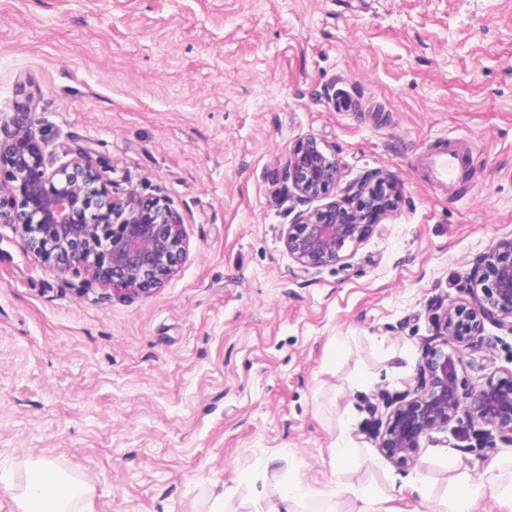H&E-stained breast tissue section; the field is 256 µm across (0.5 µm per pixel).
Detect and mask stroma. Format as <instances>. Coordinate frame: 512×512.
<instances>
[{
    "label": "stroma",
    "instance_id": "obj_1",
    "mask_svg": "<svg viewBox=\"0 0 512 512\" xmlns=\"http://www.w3.org/2000/svg\"><path fill=\"white\" fill-rule=\"evenodd\" d=\"M25 117L58 162L91 148L105 181L165 199L189 256L115 294L0 224V512L29 459L93 476L90 512H254L288 482L297 512H353L366 485L381 512H446L512 454L462 419L414 464L369 438L440 342L432 307L512 237V0H0V128ZM442 134L471 147L448 196L417 163ZM309 138L342 182L401 195L316 276L281 240ZM482 338L462 388L512 374V336Z\"/></svg>",
    "mask_w": 512,
    "mask_h": 512
}]
</instances>
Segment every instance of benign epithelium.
I'll return each mask as SVG.
<instances>
[{
  "label": "benign epithelium",
  "mask_w": 512,
  "mask_h": 512,
  "mask_svg": "<svg viewBox=\"0 0 512 512\" xmlns=\"http://www.w3.org/2000/svg\"><path fill=\"white\" fill-rule=\"evenodd\" d=\"M0 224H8L27 251L62 272L82 271L103 288L149 293L181 265L188 245L180 216L159 198L130 190L120 196L96 170L84 149L54 165L32 125L15 124L0 139ZM341 173L335 154L309 138L288 152L282 180L304 205L281 233L288 256L316 276L344 265L397 207L394 180L372 172L344 187L339 198L317 206L336 188ZM460 297L433 312L439 334L470 344L489 322L512 335V237L502 238L475 261ZM463 354L433 349L420 366L421 379L400 400L385 424L371 434L375 447L395 464L418 459L423 440L448 431L463 416L480 433L496 432L512 444V376L493 375L460 389Z\"/></svg>",
  "instance_id": "benign-epithelium-1"
}]
</instances>
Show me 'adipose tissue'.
I'll use <instances>...</instances> for the list:
<instances>
[{
	"instance_id": "1",
	"label": "adipose tissue",
	"mask_w": 512,
	"mask_h": 512,
	"mask_svg": "<svg viewBox=\"0 0 512 512\" xmlns=\"http://www.w3.org/2000/svg\"><path fill=\"white\" fill-rule=\"evenodd\" d=\"M93 483L90 476L66 477L52 462H30L25 483L14 489L17 512H73L88 501Z\"/></svg>"
}]
</instances>
